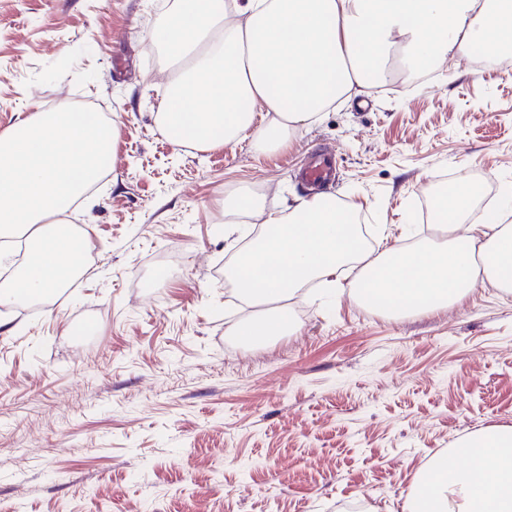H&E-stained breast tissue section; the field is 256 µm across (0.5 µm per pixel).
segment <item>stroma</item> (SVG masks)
Instances as JSON below:
<instances>
[{"mask_svg":"<svg viewBox=\"0 0 512 512\" xmlns=\"http://www.w3.org/2000/svg\"><path fill=\"white\" fill-rule=\"evenodd\" d=\"M182 0H0V131L86 102L116 115L112 169L77 200L92 249L72 286L0 313V512H400L425 463L512 426V292L393 317L339 288L293 298L296 329L245 345L224 278L261 219L287 213L322 151L326 191L363 224L431 240L425 186L512 224V63L448 60L336 103L289 143L176 147L156 114L181 72L152 34ZM91 319L96 337L79 335ZM238 215L241 217L264 216V210L251 198H233L224 201V216Z\"/></svg>","mask_w":512,"mask_h":512,"instance_id":"stroma-1","label":"stroma"}]
</instances>
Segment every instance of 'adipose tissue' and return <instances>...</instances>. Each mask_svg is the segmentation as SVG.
Listing matches in <instances>:
<instances>
[{"label":"adipose tissue","instance_id":"obj_1","mask_svg":"<svg viewBox=\"0 0 512 512\" xmlns=\"http://www.w3.org/2000/svg\"><path fill=\"white\" fill-rule=\"evenodd\" d=\"M498 0H189L156 40L198 53L168 94L157 123L175 146H230L262 119L256 146L285 144L337 100L371 95L391 53L416 68L471 58L474 40L498 29ZM228 215H264L265 233L231 267L253 315L231 324L246 344L292 329L288 303L347 262L349 288L366 306L412 314L478 287L512 291V225L442 220L443 241L366 250L346 210L327 194L298 200L288 216L252 199L225 201ZM409 487L404 512H512V427L491 426L434 457Z\"/></svg>","mask_w":512,"mask_h":512}]
</instances>
